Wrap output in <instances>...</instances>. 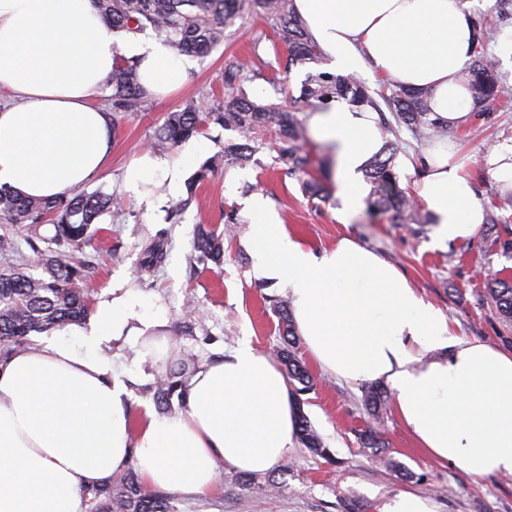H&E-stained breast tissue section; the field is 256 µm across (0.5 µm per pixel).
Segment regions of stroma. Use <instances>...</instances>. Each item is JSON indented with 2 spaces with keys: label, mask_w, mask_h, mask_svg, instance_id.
<instances>
[{
  "label": "stroma",
  "mask_w": 512,
  "mask_h": 512,
  "mask_svg": "<svg viewBox=\"0 0 512 512\" xmlns=\"http://www.w3.org/2000/svg\"><path fill=\"white\" fill-rule=\"evenodd\" d=\"M473 19L487 23L485 54L496 64L501 88L494 100L479 103L474 118L460 128L429 127L426 137L415 138L403 126L396 129L397 150L393 170L403 191H411L412 175L406 163L420 155L432 139L454 142L466 161L483 206L484 222L468 239L440 242L434 224H395L389 214L371 208L342 222L336 186L330 170L315 167L313 174L326 187L323 199L309 198L303 176L289 173L280 159L275 128L255 134L251 160L226 165L189 193L188 184L197 164L181 167L177 181L158 180V207L148 212L127 191L123 176L127 167L149 151L175 160L187 149H198L199 162L238 140L236 131L209 123L201 134L172 149H154V129L166 113L192 102L216 106L224 100V64L232 57L245 65L241 90L250 99L275 101L308 123L311 107L300 96L307 75L330 71L329 61L287 66L288 52L273 29L260 18L232 28L223 45L203 59L187 58L189 80L164 99L149 100L144 110L116 116L112 157L107 169L85 190L113 195L111 213L100 219L99 242L82 247L94 262L89 283L91 299H98L112 281L126 279L148 298L160 300L167 310L168 327L176 341L175 356L196 363L219 358L237 341L250 339L264 353H272L282 332L269 299L284 300L274 281L257 277L247 248L248 221L243 208L253 194H263L283 224L307 245L323 249L348 236L373 248L394 263L422 295L448 316L460 336L478 337L497 345L512 338V325L503 323L488 294L493 273L512 275V254L492 245L490 224L512 226V203L493 178L487 156L493 148L512 145V0H469ZM191 198L190 207L171 215L170 201ZM236 224L224 239V263L212 270L191 258L192 240L199 220L225 226ZM168 237L170 248L161 267L141 274L144 246L154 237ZM317 387L304 397V411L321 437L330 458L295 445L288 457L269 475L256 476L254 489L236 482V474L219 468L210 494L187 498L169 494L172 512H343V501L354 498L380 512L382 504L401 491L430 497L436 512H512V475L474 481L461 466L448 465L427 455L398 420L394 411L384 414L378 429L388 444L391 465L379 463L359 446L357 433L368 416L362 405L363 385L349 384L325 375L310 364ZM279 484L268 492L269 480Z\"/></svg>",
  "instance_id": "35a3bbf8"
}]
</instances>
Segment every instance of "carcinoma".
<instances>
[{
  "mask_svg": "<svg viewBox=\"0 0 512 512\" xmlns=\"http://www.w3.org/2000/svg\"><path fill=\"white\" fill-rule=\"evenodd\" d=\"M106 29L124 32L134 37L151 30L178 55L205 58L224 43L225 32L236 21L260 17L268 21L278 41L287 50V65L319 64L323 53L310 36L305 23L294 8L293 0H92ZM244 71L236 60L224 64V101L216 108H204L191 103L170 112L154 132L159 146L173 147L203 130L208 121L238 132L243 141L224 145V156L210 158L195 174L190 195L173 204L177 213L184 212L192 202L193 192L222 161L246 163L252 155L250 135L260 129L275 126L283 137L280 156L291 170L299 175L309 174L314 161L311 154L299 145L307 138L306 129L296 116L272 102L258 104L239 90ZM473 97L484 101L496 93L492 64L484 52H478L470 79ZM104 88L112 90L115 112H138L148 102L149 95L137 76V62L119 58ZM305 100L327 104L334 98H344L359 106L378 107L365 82L354 74L331 75L311 73L304 84ZM385 105L415 135H425L431 123L426 96L399 87L382 92ZM366 178L373 186L375 205L392 213L396 224H421L423 217L409 196L399 188L393 171V157H374L366 169ZM114 198L103 191L73 190L52 199L23 196L13 190L0 188V220L27 232L32 254L22 263L9 261L15 251L13 236L0 234V255L6 265L0 266V356L27 346L30 336L49 332L68 322L80 321L90 314L89 265L73 256L69 249L89 244L98 232L99 219L112 211ZM52 226L49 237L41 233L45 225ZM192 248L198 261L224 263V234L202 224L196 226ZM167 256V241L160 237L143 251V270L151 273ZM494 306L505 322H512V277L496 276L488 288ZM279 315L282 346L278 358L285 367L289 394L296 409V435L304 447L326 457L327 449L304 412L302 395L314 386L312 375L297 355V338L288 309L273 304ZM195 363L180 361L176 368L154 386L153 398L158 408L172 407L180 395L182 378ZM388 398L380 383L368 385L363 394L367 413L380 417ZM362 447L380 461L390 465L385 442L378 431L368 428L359 433ZM90 512H171L169 500L162 494L143 489L137 474L130 469L120 480L93 487L84 492Z\"/></svg>",
  "mask_w": 512,
  "mask_h": 512,
  "instance_id": "obj_1",
  "label": "carcinoma"
}]
</instances>
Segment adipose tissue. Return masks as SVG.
<instances>
[{"label":"adipose tissue","instance_id":"adipose-tissue-1","mask_svg":"<svg viewBox=\"0 0 512 512\" xmlns=\"http://www.w3.org/2000/svg\"><path fill=\"white\" fill-rule=\"evenodd\" d=\"M340 74L369 70L425 94L438 126L466 125L473 99L460 81L474 50L466 0H295ZM139 61L151 95L181 86L187 66L157 39L108 31L91 0H0V187L52 198L98 176L112 151V115L93 106L118 57ZM334 158L341 220L365 206V163L385 138L368 108L332 103L310 121ZM159 156L126 174L153 208ZM414 192L441 241L484 220L465 165L445 142L423 158ZM257 272L291 299L295 327L319 368L380 381L418 446L473 479L512 474V349L453 334L445 313L382 255L349 237L317 251L292 236L261 194L246 208ZM167 312L127 281L90 315L0 358V512H83L86 489L136 465L143 483L182 495L213 488L219 467L264 474L295 442L294 410L278 364L241 339L182 382V411L133 422L128 384L148 363L164 377ZM135 353L137 367L119 359Z\"/></svg>","mask_w":512,"mask_h":512}]
</instances>
